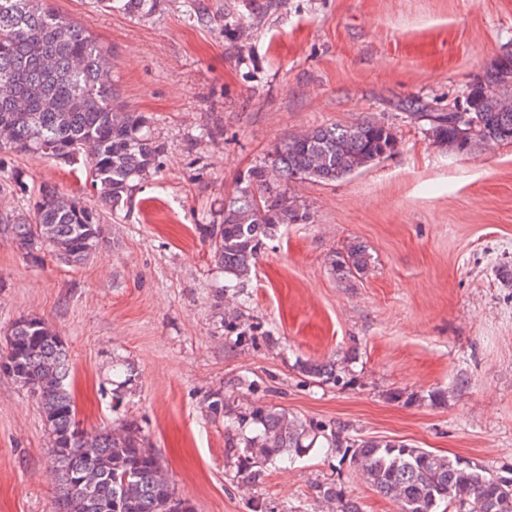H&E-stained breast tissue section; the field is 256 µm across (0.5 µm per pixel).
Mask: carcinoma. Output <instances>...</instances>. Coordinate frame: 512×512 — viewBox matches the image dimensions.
Here are the masks:
<instances>
[{
  "label": "carcinoma",
  "instance_id": "cac0c4a2",
  "mask_svg": "<svg viewBox=\"0 0 512 512\" xmlns=\"http://www.w3.org/2000/svg\"><path fill=\"white\" fill-rule=\"evenodd\" d=\"M149 0H97L103 7L140 13ZM512 91V63L496 59L468 87L466 125L453 113L435 116L436 142L467 151L476 141L512 142V109L494 90ZM148 117L112 93V53L88 26L48 7L46 0H0V153L72 161L87 157V180L98 204H87L44 183L27 212L0 217L25 258L37 262L49 251L72 264L100 247L106 214L130 202L139 185L161 166L164 148L146 128ZM396 137L374 120L325 126L277 144L251 167L220 209L217 224L199 225L212 258L227 275L224 291L241 295L266 242L287 224H305L309 214L288 196L297 180L335 182L390 156ZM371 255L360 243L336 255L344 279L361 276ZM8 373L37 401L49 436L50 467L58 484L57 512H193L179 498L158 457L144 446L138 426L89 434L77 419L66 381L71 367L66 344L45 320L20 318L6 338ZM313 378H339L336 364L303 367ZM231 425L252 427L243 439L239 472L247 485L261 483L267 466L291 462L318 438L336 450L398 512H512V466L486 468L385 439H353L339 424H314L274 406L237 414L217 399ZM328 512H360L333 486L319 487Z\"/></svg>",
  "mask_w": 512,
  "mask_h": 512
}]
</instances>
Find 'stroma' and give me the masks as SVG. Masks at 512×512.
I'll list each match as a JSON object with an SVG mask.
<instances>
[{
  "instance_id": "stroma-1",
  "label": "stroma",
  "mask_w": 512,
  "mask_h": 512,
  "mask_svg": "<svg viewBox=\"0 0 512 512\" xmlns=\"http://www.w3.org/2000/svg\"><path fill=\"white\" fill-rule=\"evenodd\" d=\"M264 2L200 0L203 23L183 0L143 16L49 0L111 48L119 100L149 118L165 153L79 266L27 261L0 234V349L18 318L48 321L69 349L83 427L136 423L195 512H322L325 484L361 512H397L328 448L243 484V432L208 404L273 405L364 438L512 463V143L458 153L428 120L457 111L512 52V0H279L225 33V16ZM367 118L391 127L394 153L333 183H289L310 219L282 228L229 316L198 225L276 143ZM0 163L26 182L0 184V213L26 209L46 182L93 199L85 159ZM357 242L368 271L337 277L334 255ZM342 360L338 382L299 369ZM436 390L445 403L431 402ZM48 448L34 399L0 374V512H55Z\"/></svg>"
}]
</instances>
